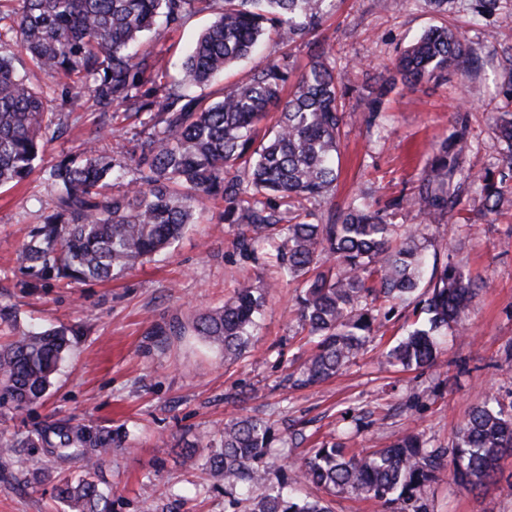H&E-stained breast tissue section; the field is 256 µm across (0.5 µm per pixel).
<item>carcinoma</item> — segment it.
<instances>
[{"instance_id":"cac0c4a2","label":"carcinoma","mask_w":512,"mask_h":512,"mask_svg":"<svg viewBox=\"0 0 512 512\" xmlns=\"http://www.w3.org/2000/svg\"><path fill=\"white\" fill-rule=\"evenodd\" d=\"M498 5L471 0L474 15L484 19ZM333 6L334 0H0V187L27 181L39 155L65 133L64 112L83 98L99 119L80 153L64 154L44 170L52 204L17 251L20 286L108 281L171 247L195 213L220 198L219 221L244 225L240 250L271 242L269 258L282 276L302 283L298 310L314 349L288 376L291 386L335 376L373 340L390 300L416 302L425 318L388 351V361L407 369L435 365L438 337L462 325L479 286L449 258L433 264L423 284L427 245L418 229L401 233L392 218L410 208L423 224L448 222L464 210V184L478 186L487 213L512 205V111L493 115L500 167L465 166L472 143L462 124L432 148L416 193L395 196L383 208L355 198L322 217L316 205L339 178L342 99L349 92L324 42L312 38ZM204 12L212 15L210 24L180 76L167 81L162 57L138 51L141 36L160 18L170 28ZM272 36L307 49L309 62L293 83L289 60L267 58L220 99L199 93ZM13 47L46 77L43 86L16 69ZM472 53L462 34L429 28L385 65L387 76L369 91L361 121H376L396 83L416 87L463 73ZM120 109L142 130L117 160L97 140ZM273 111L275 125L258 136ZM283 205L296 206L293 215ZM264 304V294L244 284L224 305L199 312L192 332L235 360L248 348ZM76 335L74 326L50 327L0 343V409L38 407ZM128 438L123 428L52 418L20 437L0 435V454L37 448L46 457L81 462L80 475L57 481V499L69 512H111L109 494L92 475ZM197 447L207 450L205 465L215 476L243 490L266 484L278 460L269 427L251 417L199 437ZM511 449L512 402L487 396L471 408L450 448H429L415 433L366 455L324 444L301 462L299 483L370 496L386 512H429L426 487L443 471L452 468L455 481L477 489L498 478L499 460ZM252 512L330 510L279 485L268 487Z\"/></svg>"}]
</instances>
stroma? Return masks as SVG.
I'll use <instances>...</instances> for the list:
<instances>
[{
  "label": "stroma",
  "mask_w": 512,
  "mask_h": 512,
  "mask_svg": "<svg viewBox=\"0 0 512 512\" xmlns=\"http://www.w3.org/2000/svg\"><path fill=\"white\" fill-rule=\"evenodd\" d=\"M470 0H456L447 16L424 0H336L317 38L338 69L361 86L381 71L396 51L428 27H460L482 65L471 75H452L411 88L397 85L374 127L353 121L340 148V176L333 206L367 194L386 202L418 184L433 145L455 124L468 123L476 170L497 166L500 146L490 113L507 104L505 57L499 32H512V0H502L486 20L472 17ZM210 20L201 14L181 27L162 28L147 50L178 61ZM466 221L425 230L438 257L455 246L454 261L479 282L463 331L441 338L437 366L402 369L383 354L417 320L413 305L397 304L377 336L333 379L289 388L287 377L312 344L297 306L298 282L281 281L268 261V242L253 253L238 249L239 226L219 222L222 201L210 202L162 256L137 265L111 282L80 288H21L16 251L40 221L51 191L40 173L0 190V305H15L17 328L80 326L72 350L43 405L30 412L0 413V431L22 433L49 416H75L117 428L126 426L134 450L113 449L96 472L110 490L112 512H251L238 489L209 469L187 466L190 444L203 432L244 415L267 421L273 447L282 451L269 484L295 477L302 458L322 443L340 441L357 453L388 446L410 432L429 447H451L457 428L486 395L512 401V209L482 214L479 190L465 189ZM263 290V316L243 357L224 362L221 352L190 330L197 312L222 305L238 283ZM181 322V336H155L156 327ZM40 451L17 449L0 458V512H61L54 492L61 473L78 474L75 460L52 463L36 486L19 481ZM430 512H512V496L489 484L472 492L444 473L427 489Z\"/></svg>",
  "instance_id": "obj_1"
}]
</instances>
